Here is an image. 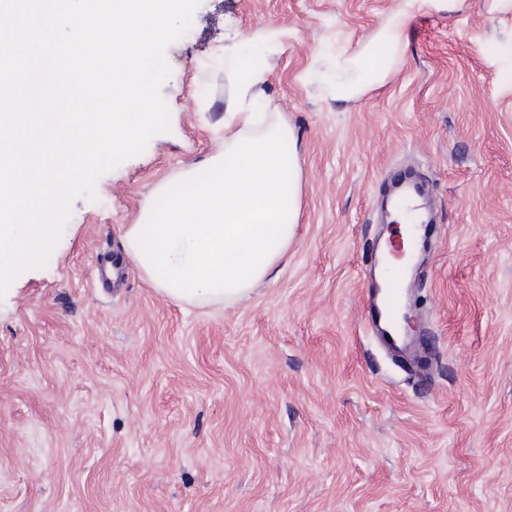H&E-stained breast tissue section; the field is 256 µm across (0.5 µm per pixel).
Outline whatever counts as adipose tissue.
I'll list each match as a JSON object with an SVG mask.
<instances>
[{
  "label": "adipose tissue",
  "mask_w": 512,
  "mask_h": 512,
  "mask_svg": "<svg viewBox=\"0 0 512 512\" xmlns=\"http://www.w3.org/2000/svg\"><path fill=\"white\" fill-rule=\"evenodd\" d=\"M411 2L397 0L367 43L337 53L336 101L357 100L391 79ZM254 47L281 53L282 30L265 26L224 44L232 90L223 149L185 169L179 185L159 183L151 208L125 229L128 257L174 302L249 298L285 262L295 238L302 182L295 134L282 113L257 109L265 93L263 72L249 65Z\"/></svg>",
  "instance_id": "obj_1"
}]
</instances>
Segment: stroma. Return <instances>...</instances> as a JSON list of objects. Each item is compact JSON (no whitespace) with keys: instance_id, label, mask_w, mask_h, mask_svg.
<instances>
[{"instance_id":"obj_1","label":"stroma","mask_w":512,"mask_h":512,"mask_svg":"<svg viewBox=\"0 0 512 512\" xmlns=\"http://www.w3.org/2000/svg\"><path fill=\"white\" fill-rule=\"evenodd\" d=\"M397 0H200L165 50L167 131L71 205L45 266L0 297V512H512V10L414 0L392 79L339 103L329 51ZM254 52L297 136L295 240L224 308L161 296L123 254L158 183L206 161L230 91L224 39ZM412 169L434 232L412 291L425 369L367 327L383 182Z\"/></svg>"}]
</instances>
